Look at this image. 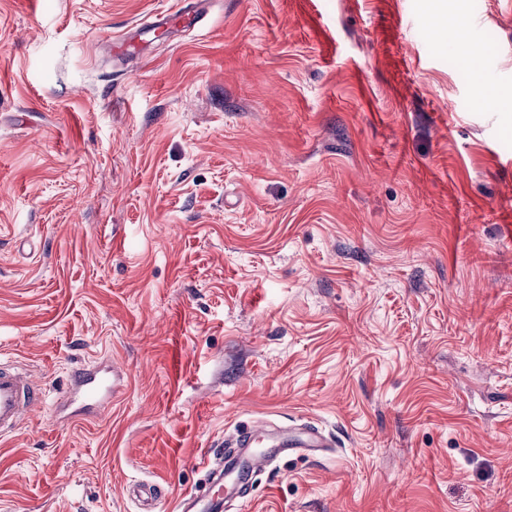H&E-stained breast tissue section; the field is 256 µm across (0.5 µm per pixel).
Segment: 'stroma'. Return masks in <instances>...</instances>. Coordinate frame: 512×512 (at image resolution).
Masks as SVG:
<instances>
[{
  "label": "stroma",
  "instance_id": "35a3bbf8",
  "mask_svg": "<svg viewBox=\"0 0 512 512\" xmlns=\"http://www.w3.org/2000/svg\"><path fill=\"white\" fill-rule=\"evenodd\" d=\"M176 2L0 0V512H173L253 424L336 446L228 512H512V0ZM43 402L42 387L26 372L0 363V436L12 433L22 418ZM122 380L123 372L112 364L82 367L72 375L69 394L80 402V409L99 408L117 396ZM132 492L141 503V512H153L157 501L162 497L161 487L147 481L136 484Z\"/></svg>",
  "mask_w": 512,
  "mask_h": 512
}]
</instances>
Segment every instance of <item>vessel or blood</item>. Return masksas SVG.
Segmentation results:
<instances>
[{"instance_id": "1", "label": "vessel or blood", "mask_w": 512, "mask_h": 512, "mask_svg": "<svg viewBox=\"0 0 512 512\" xmlns=\"http://www.w3.org/2000/svg\"><path fill=\"white\" fill-rule=\"evenodd\" d=\"M122 379V371L112 364L83 367L73 373L69 393L82 409L91 410L114 399ZM43 402L41 386L26 372L0 363V436L12 433L22 418ZM265 434L264 428L252 426L230 435L218 452L217 462L209 468L210 482L182 494L177 512H224L225 490H232L237 502H245L252 496L254 476L278 459L290 454L316 457L331 445L328 437L312 426L284 437L272 447L263 446ZM132 492L141 504V512H154L162 496L159 485L146 481L136 484Z\"/></svg>"}]
</instances>
